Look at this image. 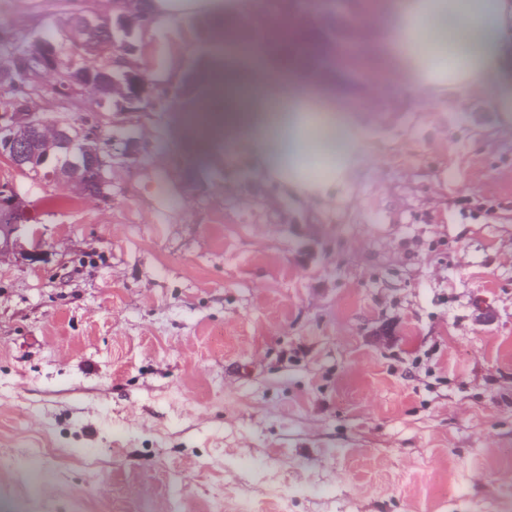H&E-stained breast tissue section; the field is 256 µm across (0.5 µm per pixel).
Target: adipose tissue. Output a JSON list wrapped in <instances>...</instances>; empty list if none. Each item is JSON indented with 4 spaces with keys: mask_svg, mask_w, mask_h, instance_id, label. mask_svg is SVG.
Returning a JSON list of instances; mask_svg holds the SVG:
<instances>
[{
    "mask_svg": "<svg viewBox=\"0 0 512 512\" xmlns=\"http://www.w3.org/2000/svg\"><path fill=\"white\" fill-rule=\"evenodd\" d=\"M141 8L156 25L215 20L223 46L236 39L234 19L248 10L258 18L262 49L210 72L187 117L194 138L246 142L269 174L300 193L320 189L346 166L358 146L352 115L339 106L347 86L313 73L304 57L285 63L275 51L286 36L308 43V25L262 20L261 0H143ZM358 30L364 61L374 58L378 46L398 47L364 102L375 103L394 82L421 103L429 87L444 85L460 98L482 91L496 111L512 112V81L500 78L512 52V0H400L392 23L368 14Z\"/></svg>",
    "mask_w": 512,
    "mask_h": 512,
    "instance_id": "1",
    "label": "adipose tissue"
}]
</instances>
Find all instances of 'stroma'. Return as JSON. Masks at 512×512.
<instances>
[{
	"mask_svg": "<svg viewBox=\"0 0 512 512\" xmlns=\"http://www.w3.org/2000/svg\"><path fill=\"white\" fill-rule=\"evenodd\" d=\"M88 6L117 9L0 0V57ZM193 26L137 32L151 79L209 63ZM55 88L31 105L96 125L110 197L0 156L44 242L0 251V512H512V112L387 95L309 196L191 105Z\"/></svg>",
	"mask_w": 512,
	"mask_h": 512,
	"instance_id": "stroma-1",
	"label": "stroma"
}]
</instances>
